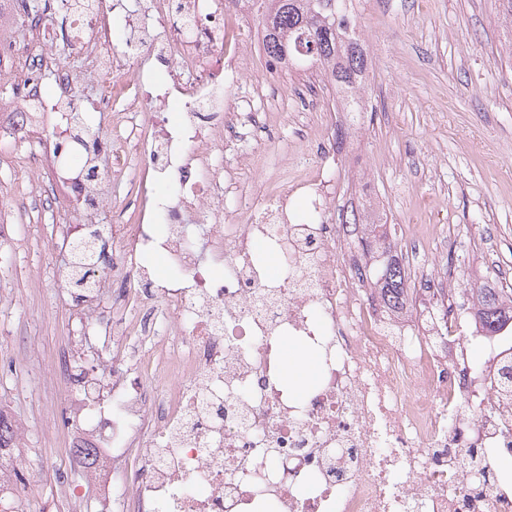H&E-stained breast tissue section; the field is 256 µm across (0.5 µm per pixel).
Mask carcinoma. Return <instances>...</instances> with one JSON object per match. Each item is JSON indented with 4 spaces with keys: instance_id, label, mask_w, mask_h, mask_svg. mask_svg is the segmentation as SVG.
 Returning a JSON list of instances; mask_svg holds the SVG:
<instances>
[{
    "instance_id": "1",
    "label": "carcinoma",
    "mask_w": 512,
    "mask_h": 512,
    "mask_svg": "<svg viewBox=\"0 0 512 512\" xmlns=\"http://www.w3.org/2000/svg\"><path fill=\"white\" fill-rule=\"evenodd\" d=\"M253 6V23L262 36L268 61L282 60L288 71L324 77L340 94L351 112H362L360 91L368 69V52L362 36L356 0H247ZM341 223L361 235L366 253L365 277L378 288L381 301L394 311L410 303L413 288L398 253L383 246L380 238L386 225L371 224L357 210L341 218ZM82 252L71 257L66 282L82 292L96 288L97 279L90 261ZM475 301L478 326L486 337H494L512 322V299L496 288L471 285L463 290Z\"/></svg>"
}]
</instances>
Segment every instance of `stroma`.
<instances>
[{"label":"stroma","mask_w":512,"mask_h":512,"mask_svg":"<svg viewBox=\"0 0 512 512\" xmlns=\"http://www.w3.org/2000/svg\"><path fill=\"white\" fill-rule=\"evenodd\" d=\"M359 20L379 66L364 93V124L336 164L337 210L359 202L369 179L388 223L453 229L457 256L483 244L495 269L512 276V29L498 19L497 0H361ZM303 85L275 76L267 90L275 139L248 150L309 161L300 133L320 113L302 108ZM41 141L0 146V232L12 239L0 249V404L23 429L25 498L43 512H101L68 446L63 379L79 366L108 375L112 348L83 334L75 292L59 279L69 251L51 230L76 223L75 201L59 190L53 207L33 212L25 203L18 156L39 153Z\"/></svg>","instance_id":"stroma-1"}]
</instances>
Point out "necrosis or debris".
Returning <instances> with one entry per match:
<instances>
[{
    "mask_svg": "<svg viewBox=\"0 0 512 512\" xmlns=\"http://www.w3.org/2000/svg\"><path fill=\"white\" fill-rule=\"evenodd\" d=\"M220 2L151 0L149 18L125 13L127 28L150 22L164 33H144L134 48L169 76L152 108L135 97L112 109V76L125 61L114 44L115 0L69 14V44L83 69L7 44L26 65L12 96L0 98V112L14 117L0 123L1 144L21 145L40 129L55 151V131L88 71L104 89L99 109L109 125H127L137 141L136 216L113 226L122 246L98 254L94 267L148 292L138 315L115 323L89 298L78 300L84 319L117 339L132 330L151 347V379L127 382L116 364L111 378L73 383V437L96 452L90 477L101 502L122 500L124 512H512L511 487L474 490L461 465L470 455L489 470L512 452V338L485 342V363L472 366V311L447 266L416 282L410 313L385 307L360 279V247L345 225L325 219L336 207L329 169L344 151L336 129L352 113L327 110L312 167L281 156L272 166L279 186L258 198L238 188L240 169L259 163L239 143L272 128L269 113L253 109L266 82L240 78L258 43L252 21L238 8L224 14ZM177 8L194 17L192 32H181ZM49 69L56 92L47 98L38 76ZM172 100L182 105L175 124L157 113ZM228 151L237 154L230 166ZM84 158L47 170L26 157L31 205L54 183L79 199L82 223H98L101 200L86 178L98 156ZM299 197L311 220H298ZM149 255L176 278L158 279ZM290 340L317 356L302 393L282 377ZM157 376L169 386L154 385ZM128 457L134 475L116 484L114 463Z\"/></svg>",
    "mask_w": 512,
    "mask_h": 512,
    "instance_id": "necrosis-or-debris-1",
    "label": "necrosis or debris"
}]
</instances>
